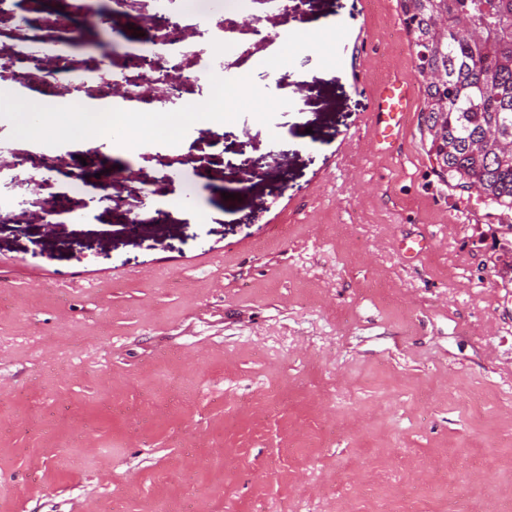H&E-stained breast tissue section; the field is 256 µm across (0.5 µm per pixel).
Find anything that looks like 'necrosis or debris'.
Listing matches in <instances>:
<instances>
[{"instance_id": "necrosis-or-debris-1", "label": "necrosis or debris", "mask_w": 512, "mask_h": 512, "mask_svg": "<svg viewBox=\"0 0 512 512\" xmlns=\"http://www.w3.org/2000/svg\"><path fill=\"white\" fill-rule=\"evenodd\" d=\"M153 10L136 25L139 37L145 40V54L130 59L129 66L135 78L124 80L115 87L108 79H101L97 93L103 98L122 96L124 100L145 105L151 112H169L182 106L186 91L194 87L201 75L224 73V53L231 45L228 8L243 6L244 0H206L205 16L214 17L208 30L207 50H198L194 38L198 32L197 16L188 9V0H152ZM98 16L94 0H77L69 15H59L54 0H43V9L37 26L40 35L38 50H18L0 59V67L13 72L18 84H27L31 72H38L40 89L57 97H66L67 88L62 79L66 70L63 55L48 48V34L62 31L78 37L85 25ZM47 173L38 172L31 152L14 151L0 158V216L11 214L22 203L15 188L38 180H47Z\"/></svg>"}]
</instances>
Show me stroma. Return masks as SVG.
I'll list each match as a JSON object with an SVG mask.
<instances>
[{
  "instance_id": "35a3bbf8",
  "label": "stroma",
  "mask_w": 512,
  "mask_h": 512,
  "mask_svg": "<svg viewBox=\"0 0 512 512\" xmlns=\"http://www.w3.org/2000/svg\"><path fill=\"white\" fill-rule=\"evenodd\" d=\"M302 9L256 7L334 23L338 64L259 81L291 105L231 124L248 183L204 125L134 162L105 136L94 220L80 196L49 227L0 220V512H512V234L432 170L398 0ZM126 16L66 65L126 76ZM390 76L415 106L383 149ZM188 154L209 162L150 221Z\"/></svg>"
}]
</instances>
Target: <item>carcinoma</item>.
Segmentation results:
<instances>
[{"label": "carcinoma", "instance_id": "obj_1", "mask_svg": "<svg viewBox=\"0 0 512 512\" xmlns=\"http://www.w3.org/2000/svg\"><path fill=\"white\" fill-rule=\"evenodd\" d=\"M416 70L422 122L438 176L512 211V0H400Z\"/></svg>", "mask_w": 512, "mask_h": 512}]
</instances>
